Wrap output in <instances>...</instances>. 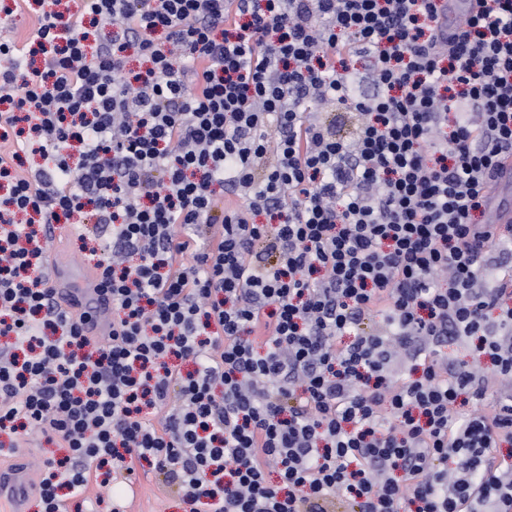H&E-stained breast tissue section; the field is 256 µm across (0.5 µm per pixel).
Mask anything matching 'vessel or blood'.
<instances>
[{
    "label": "vessel or blood",
    "instance_id": "vessel-or-blood-1",
    "mask_svg": "<svg viewBox=\"0 0 512 512\" xmlns=\"http://www.w3.org/2000/svg\"><path fill=\"white\" fill-rule=\"evenodd\" d=\"M512 184V158L503 161L500 176L490 189L488 210L495 224L512 223V203L505 201L503 192ZM83 286L72 289L66 279V273L60 267H53L50 281L56 297L63 301L76 316L87 317V334L92 338L108 335L112 329V302L102 296L97 289V276L94 270L82 271ZM31 496V484L24 474V465L20 459L10 464L0 462V501L8 500L7 512H25Z\"/></svg>",
    "mask_w": 512,
    "mask_h": 512
}]
</instances>
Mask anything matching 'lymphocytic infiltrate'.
<instances>
[{"instance_id":"lymphocytic-infiltrate-1","label":"lymphocytic infiltrate","mask_w":512,"mask_h":512,"mask_svg":"<svg viewBox=\"0 0 512 512\" xmlns=\"http://www.w3.org/2000/svg\"><path fill=\"white\" fill-rule=\"evenodd\" d=\"M475 2L76 0L0 41V433L66 444L42 512L143 465L185 512H512V0ZM76 216L104 339L43 263ZM511 184L512 158L509 157L502 162L499 179L490 188V202L487 209L491 214L490 224L512 223V203L511 201L506 203L503 199L504 189Z\"/></svg>"}]
</instances>
